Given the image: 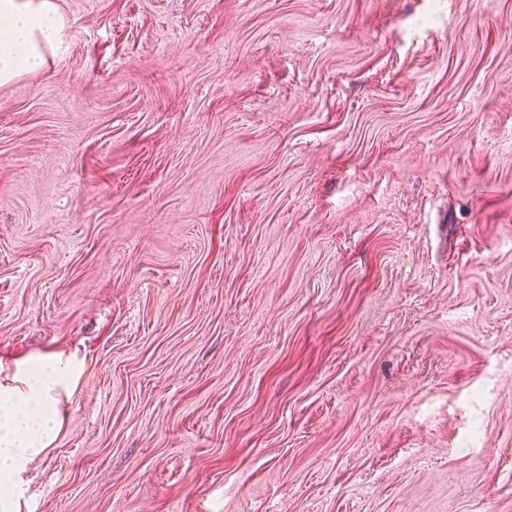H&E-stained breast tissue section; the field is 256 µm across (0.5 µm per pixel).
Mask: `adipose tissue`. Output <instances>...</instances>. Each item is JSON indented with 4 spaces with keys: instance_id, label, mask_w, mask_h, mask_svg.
<instances>
[{
    "instance_id": "adipose-tissue-1",
    "label": "adipose tissue",
    "mask_w": 512,
    "mask_h": 512,
    "mask_svg": "<svg viewBox=\"0 0 512 512\" xmlns=\"http://www.w3.org/2000/svg\"><path fill=\"white\" fill-rule=\"evenodd\" d=\"M55 0H0V85L40 70L63 39ZM88 365L65 351L0 358V512H20L25 477L63 426Z\"/></svg>"
}]
</instances>
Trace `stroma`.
I'll return each instance as SVG.
<instances>
[{"label":"stroma","mask_w":512,"mask_h":512,"mask_svg":"<svg viewBox=\"0 0 512 512\" xmlns=\"http://www.w3.org/2000/svg\"><path fill=\"white\" fill-rule=\"evenodd\" d=\"M56 3L0 358L89 369L20 512H512V0Z\"/></svg>","instance_id":"stroma-1"}]
</instances>
